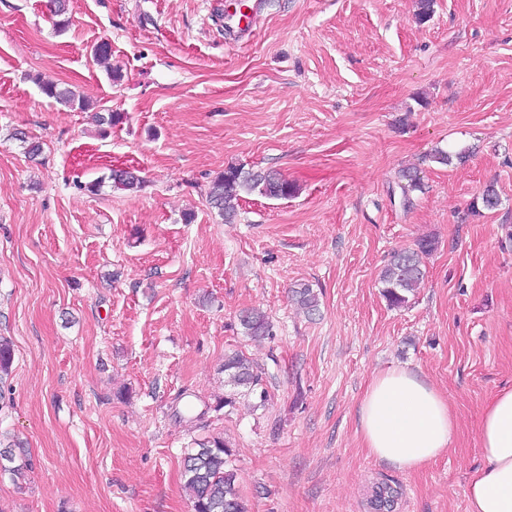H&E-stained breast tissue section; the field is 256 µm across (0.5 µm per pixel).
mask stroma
<instances>
[{"mask_svg":"<svg viewBox=\"0 0 512 512\" xmlns=\"http://www.w3.org/2000/svg\"><path fill=\"white\" fill-rule=\"evenodd\" d=\"M66 4L62 32L45 0H0V335L14 349L0 433L32 465L0 474V512H192L184 458L215 434L248 512H368L382 481L397 512H468L482 412L512 387V0H435L423 23L417 0ZM103 41L120 81L93 57ZM36 74L126 121L99 129ZM438 149L453 161H431ZM229 166L297 192L243 196L224 223L206 192ZM116 167L144 188L85 191ZM407 167L422 183L408 207ZM489 183L499 207L472 212ZM424 238L425 279L390 307L380 272ZM301 283L319 316L297 314ZM251 308L272 338L244 335ZM233 351L264 374L226 407ZM393 368L456 416L445 454L415 471L374 459L358 428L369 382Z\"/></svg>","mask_w":512,"mask_h":512,"instance_id":"35a3bbf8","label":"stroma"}]
</instances>
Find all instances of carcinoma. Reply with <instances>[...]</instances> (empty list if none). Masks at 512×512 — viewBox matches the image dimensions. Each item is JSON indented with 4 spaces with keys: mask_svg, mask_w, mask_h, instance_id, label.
<instances>
[{
    "mask_svg": "<svg viewBox=\"0 0 512 512\" xmlns=\"http://www.w3.org/2000/svg\"><path fill=\"white\" fill-rule=\"evenodd\" d=\"M42 93L49 99L82 111L88 109L83 97L70 88H62L54 83L40 84ZM109 179L112 186L129 192L142 188L143 180L128 171H111ZM405 183L400 185L403 205L412 204L410 194L420 189V178L410 171L402 173ZM296 187L286 179H280L261 171H246L240 167L229 166L211 181L207 197L218 215L229 223L238 215L241 194L259 193L274 199H286L293 196ZM483 207L495 210L500 198L494 184L485 186L480 195ZM430 239H422L413 250L397 252L381 272L383 296L392 307H402L408 303L407 294L424 278L422 258L433 250ZM294 303L308 316L316 314L319 303L313 289L302 285L292 290ZM240 325L244 335L253 340H261L273 335V323L265 312L251 309L240 315ZM14 354L10 341L0 336V383L11 373ZM225 383L233 392L224 396L222 405L232 406L236 396L248 395L260 383L261 374L243 353L234 352L224 357ZM232 449L221 437H212L198 443V448L186 457L184 469V488L191 500L193 512H246L237 490V472L231 465ZM13 454L9 448H0V472L19 478L24 467L13 466ZM371 505L373 509L394 506L393 489L384 483L373 487Z\"/></svg>",
    "mask_w": 512,
    "mask_h": 512,
    "instance_id": "cac0c4a2",
    "label": "carcinoma"
}]
</instances>
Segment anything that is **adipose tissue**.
<instances>
[{"label":"adipose tissue","mask_w":512,"mask_h":512,"mask_svg":"<svg viewBox=\"0 0 512 512\" xmlns=\"http://www.w3.org/2000/svg\"><path fill=\"white\" fill-rule=\"evenodd\" d=\"M359 425L371 456L412 471L447 451L455 418L434 386L411 371L391 369L372 379ZM480 442L483 464L466 488L469 512H512V388L486 405Z\"/></svg>","instance_id":"adipose-tissue-1"}]
</instances>
